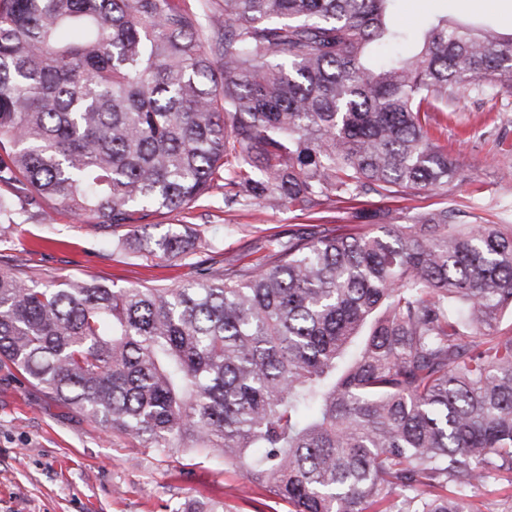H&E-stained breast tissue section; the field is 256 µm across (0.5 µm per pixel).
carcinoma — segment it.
Here are the masks:
<instances>
[{
	"label": "carcinoma",
	"mask_w": 512,
	"mask_h": 512,
	"mask_svg": "<svg viewBox=\"0 0 512 512\" xmlns=\"http://www.w3.org/2000/svg\"><path fill=\"white\" fill-rule=\"evenodd\" d=\"M393 2L0 0V183L115 247L217 185L299 211L445 186L463 165L430 113L511 94L512 34L434 17L404 56ZM352 217L376 230L290 231L176 288L0 266V362L144 448L224 457L292 512H484L474 489L512 483V225Z\"/></svg>",
	"instance_id": "obj_1"
}]
</instances>
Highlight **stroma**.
I'll use <instances>...</instances> for the list:
<instances>
[{
	"instance_id": "stroma-1",
	"label": "stroma",
	"mask_w": 512,
	"mask_h": 512,
	"mask_svg": "<svg viewBox=\"0 0 512 512\" xmlns=\"http://www.w3.org/2000/svg\"><path fill=\"white\" fill-rule=\"evenodd\" d=\"M430 15L487 19L512 33V0H486L478 9L461 0H397L393 22L413 39ZM437 119L440 140L459 156L464 180L396 197L368 194L362 207L380 210L389 224L442 208L454 210L458 224H512V95L471 93ZM351 212L348 202L303 212L257 203L230 208L223 191L214 190L180 211L147 217L152 237L185 232L202 242L188 256L160 258L139 246L112 247L92 223L28 198L13 215L15 230L0 238V265L42 283L177 287L195 281L202 267L221 272L257 262L271 240L289 230L351 228ZM252 496L244 474L225 466L223 458L196 451L160 454L106 433L11 364H0V512H173L190 500L254 512Z\"/></svg>"
}]
</instances>
